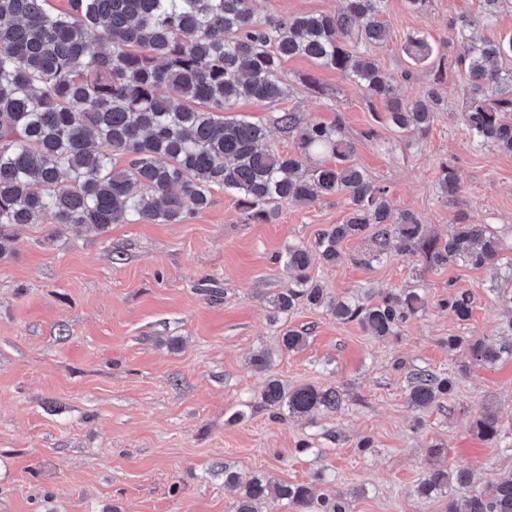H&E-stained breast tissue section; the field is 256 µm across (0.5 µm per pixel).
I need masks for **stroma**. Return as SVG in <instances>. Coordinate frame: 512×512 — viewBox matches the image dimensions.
Returning a JSON list of instances; mask_svg holds the SVG:
<instances>
[{"label":"stroma","mask_w":512,"mask_h":512,"mask_svg":"<svg viewBox=\"0 0 512 512\" xmlns=\"http://www.w3.org/2000/svg\"><path fill=\"white\" fill-rule=\"evenodd\" d=\"M481 8V0H424L419 8L386 0L390 33L375 58L393 77L411 71L399 87L404 97L434 86L444 99L425 132H396L380 103L300 57L281 66L290 93L278 108L247 101L237 110L263 120L267 146L283 152L297 141L275 124L278 111L341 124L354 163L430 234L447 237L462 213L496 227V267H431L391 247L375 258L361 238L343 244L337 266L313 257L312 278L334 298L423 289L427 310L379 339L322 306L269 319L271 298L288 286L285 247H314L320 230L344 223L341 193L282 205L260 224L245 222L236 197L217 187L207 209L178 224L19 227L0 259V512H229L236 492L218 463L244 480L266 473L312 485L344 498L350 512H446V499L414 493L429 471L470 467L487 489L512 472V451L486 444L475 429L490 407L512 433V358L483 365L446 344L451 336L495 339L512 314L494 293L512 289V154L474 144L457 72L437 79L438 59L416 64L403 50L409 34L423 31L457 55L455 19ZM445 167L459 177L456 194L439 189ZM452 285L475 296L467 323L435 306ZM281 325L305 331L306 347L277 351ZM262 348L274 351L267 371L251 363ZM421 367L457 379L451 397L427 411L406 398L408 375ZM271 374L291 388L336 389L342 407L272 417L260 400ZM238 410L245 419L229 423ZM365 437L372 446L362 451ZM302 441L311 452L297 454Z\"/></svg>","instance_id":"stroma-1"}]
</instances>
